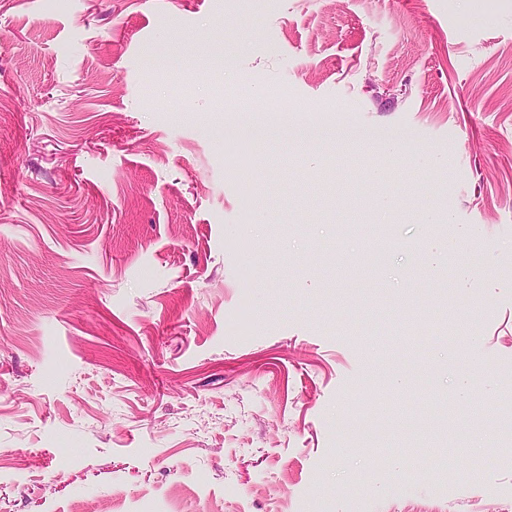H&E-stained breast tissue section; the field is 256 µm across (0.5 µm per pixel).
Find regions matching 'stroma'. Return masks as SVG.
<instances>
[{
	"label": "stroma",
	"mask_w": 512,
	"mask_h": 512,
	"mask_svg": "<svg viewBox=\"0 0 512 512\" xmlns=\"http://www.w3.org/2000/svg\"><path fill=\"white\" fill-rule=\"evenodd\" d=\"M511 442L512 0H0V512H512ZM288 129L290 134V141L296 142V143H306L307 141H319L323 142L326 139L327 133L330 131L328 129L319 128L316 129L311 125L300 123L296 124L294 126H289V128H282L280 126L275 125L274 123H271V125H268L261 129L259 131L260 135H267L271 133H278V132H286L288 133ZM322 143V144H323ZM321 144V146H322Z\"/></svg>",
	"instance_id": "stroma-1"
}]
</instances>
